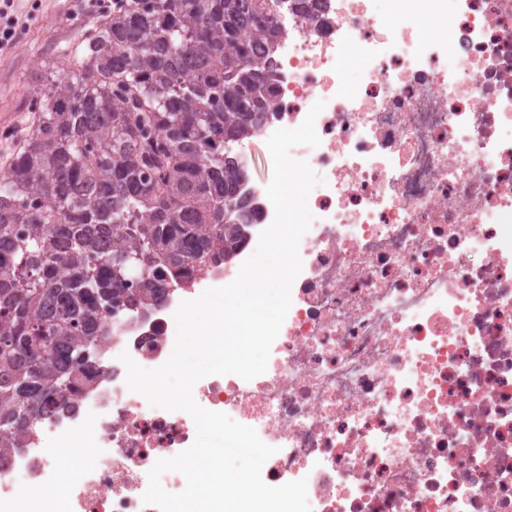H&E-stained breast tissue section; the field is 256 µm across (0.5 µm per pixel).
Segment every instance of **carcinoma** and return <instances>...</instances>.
<instances>
[{
	"label": "carcinoma",
	"instance_id": "1",
	"mask_svg": "<svg viewBox=\"0 0 512 512\" xmlns=\"http://www.w3.org/2000/svg\"><path fill=\"white\" fill-rule=\"evenodd\" d=\"M282 0H117L31 78V127L0 175V452L102 372L121 307L144 315L245 239L229 145L256 132ZM138 292L126 288L128 266ZM50 337L32 369L31 339Z\"/></svg>",
	"mask_w": 512,
	"mask_h": 512
}]
</instances>
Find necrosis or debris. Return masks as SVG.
I'll list each match as a JSON object with an SVG mask.
<instances>
[{"label": "necrosis or debris", "instance_id": "4bbe7bcc", "mask_svg": "<svg viewBox=\"0 0 512 512\" xmlns=\"http://www.w3.org/2000/svg\"><path fill=\"white\" fill-rule=\"evenodd\" d=\"M434 2L280 9L256 135L325 103L320 145L291 151L320 178L302 270L266 372L204 377L193 397L275 447L263 480L306 479L311 512H512V0ZM233 151L248 205L234 259L191 269L146 319L112 314L103 375L0 455V512H159L148 473L196 425L129 390L120 356L163 365L179 304L231 283L272 223L269 150Z\"/></svg>", "mask_w": 512, "mask_h": 512}]
</instances>
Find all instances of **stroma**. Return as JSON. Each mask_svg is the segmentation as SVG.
<instances>
[{
	"label": "stroma",
	"instance_id": "obj_1",
	"mask_svg": "<svg viewBox=\"0 0 512 512\" xmlns=\"http://www.w3.org/2000/svg\"><path fill=\"white\" fill-rule=\"evenodd\" d=\"M21 18L12 50L0 55V170L12 157L31 123L27 107L31 75L54 65L61 49L99 23L75 0H17Z\"/></svg>",
	"mask_w": 512,
	"mask_h": 512
}]
</instances>
